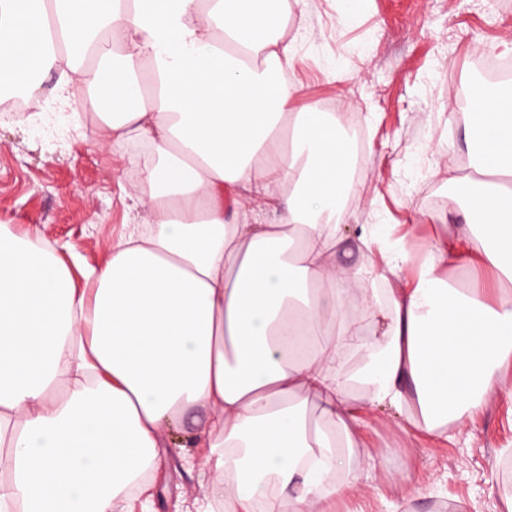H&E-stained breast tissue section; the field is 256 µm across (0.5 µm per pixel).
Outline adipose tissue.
<instances>
[{
  "label": "adipose tissue",
  "mask_w": 512,
  "mask_h": 512,
  "mask_svg": "<svg viewBox=\"0 0 512 512\" xmlns=\"http://www.w3.org/2000/svg\"><path fill=\"white\" fill-rule=\"evenodd\" d=\"M285 22L280 0H0V89L34 94L65 62L57 99L152 155L135 193L150 222L85 287L49 239L0 224V512H114L174 431L225 512H326L356 490L361 411L435 433L512 363V290L447 282L461 262L512 281V87L470 84L486 109L466 126V221L422 257L382 251L379 310L333 260L348 142L339 114L289 111ZM260 197L275 220L239 222ZM197 412L202 431L180 434Z\"/></svg>",
  "instance_id": "obj_1"
}]
</instances>
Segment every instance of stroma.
I'll list each match as a JSON object with an SVG mask.
<instances>
[{
  "instance_id": "1",
  "label": "stroma",
  "mask_w": 512,
  "mask_h": 512,
  "mask_svg": "<svg viewBox=\"0 0 512 512\" xmlns=\"http://www.w3.org/2000/svg\"><path fill=\"white\" fill-rule=\"evenodd\" d=\"M286 42L296 51L293 109L331 101L367 135L352 152L361 178L344 208L342 265H370L357 230L401 224L414 255L462 221L453 181L469 171L466 88L481 53L512 56V0H290ZM52 70L40 88L41 120L0 118V223L16 234L64 241L73 277L100 266L126 225L149 219L134 204L135 142H103L101 119L85 122L54 98ZM352 450L355 493L332 512H506L512 493V364L481 413L443 434L415 429L394 411L365 410ZM148 495L124 512H202L210 495L200 465L177 451L153 473Z\"/></svg>"
}]
</instances>
